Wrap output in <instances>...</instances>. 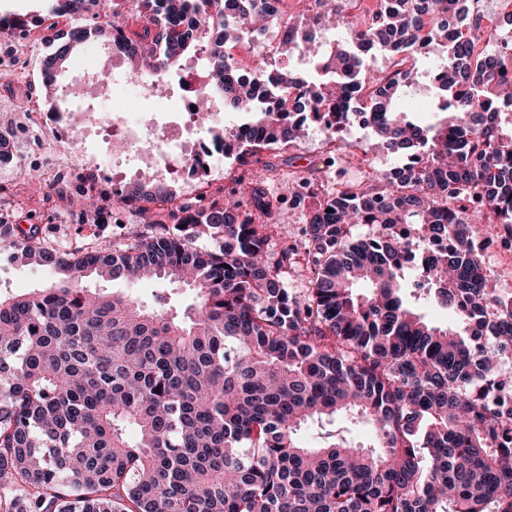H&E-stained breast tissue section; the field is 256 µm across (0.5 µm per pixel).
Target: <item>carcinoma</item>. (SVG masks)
Instances as JSON below:
<instances>
[{"mask_svg": "<svg viewBox=\"0 0 512 512\" xmlns=\"http://www.w3.org/2000/svg\"><path fill=\"white\" fill-rule=\"evenodd\" d=\"M97 2L48 0L45 74L102 35L157 87L203 53L197 116L215 102L247 115L238 132H215L240 165L311 121L330 116L339 135L359 109L405 162L359 195L319 201L301 242L278 252L285 197L258 179L245 202L231 192L168 212L153 208L167 186L131 183L139 232L67 252L38 224L0 220V248L64 275L0 298V512H512V407L494 390L512 374V296L487 288L471 246L478 224L512 236V32L478 48L467 0H399L359 22L316 0L305 27L345 29L390 69L370 75L359 55L290 24L280 53L312 63L297 77L259 60L252 72L273 92L262 102L227 77L230 49L279 35L285 0H135L82 25ZM62 17L74 21L65 33ZM0 29L26 36L29 22L1 15ZM430 48L442 100L424 123L395 102L418 83L410 56ZM201 238L213 247H195ZM436 239L448 246L413 277L415 245ZM94 273L182 282L193 301L180 318L91 291ZM291 274L304 292L289 290ZM411 288L456 324L426 321ZM309 424L321 426L312 446L297 438ZM359 424L372 447L353 438Z\"/></svg>", "mask_w": 512, "mask_h": 512, "instance_id": "cac0c4a2", "label": "carcinoma"}]
</instances>
